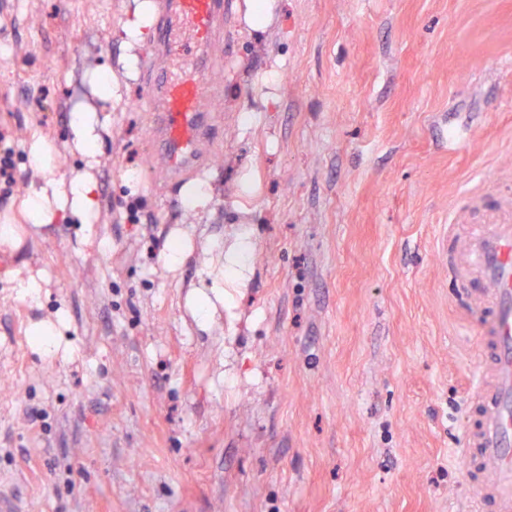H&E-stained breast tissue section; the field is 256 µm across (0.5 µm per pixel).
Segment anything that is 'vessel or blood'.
I'll use <instances>...</instances> for the list:
<instances>
[{"label": "vessel or blood", "instance_id": "b4317fda", "mask_svg": "<svg viewBox=\"0 0 512 512\" xmlns=\"http://www.w3.org/2000/svg\"><path fill=\"white\" fill-rule=\"evenodd\" d=\"M224 0H165L147 47L145 111L156 116L152 141L171 178L201 168L214 97L213 51ZM464 260L483 285L486 306H475L481 357L470 403L479 417L464 433L462 461L477 460L489 486L471 482L477 508L512 512V224L483 226Z\"/></svg>", "mask_w": 512, "mask_h": 512}]
</instances>
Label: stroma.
Returning <instances> with one entry per match:
<instances>
[{"instance_id":"stroma-1","label":"stroma","mask_w":512,"mask_h":512,"mask_svg":"<svg viewBox=\"0 0 512 512\" xmlns=\"http://www.w3.org/2000/svg\"><path fill=\"white\" fill-rule=\"evenodd\" d=\"M266 2L257 28L224 0L208 166L173 183L139 108L156 0H0V490L25 512H468L458 260L512 221V0ZM39 138L60 187L95 185L93 224L29 220ZM72 127L77 149L91 156L99 140L98 130L106 128L105 119L98 112H77Z\"/></svg>"}]
</instances>
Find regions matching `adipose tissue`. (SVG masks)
Here are the masks:
<instances>
[{"mask_svg": "<svg viewBox=\"0 0 512 512\" xmlns=\"http://www.w3.org/2000/svg\"><path fill=\"white\" fill-rule=\"evenodd\" d=\"M53 201L80 223H89L94 212L93 184L88 178L79 177L71 181L68 189L61 191L54 180H47L29 199V217L33 223L45 224L51 221L52 211L49 204Z\"/></svg>", "mask_w": 512, "mask_h": 512, "instance_id": "ef3b65f1", "label": "adipose tissue"}]
</instances>
